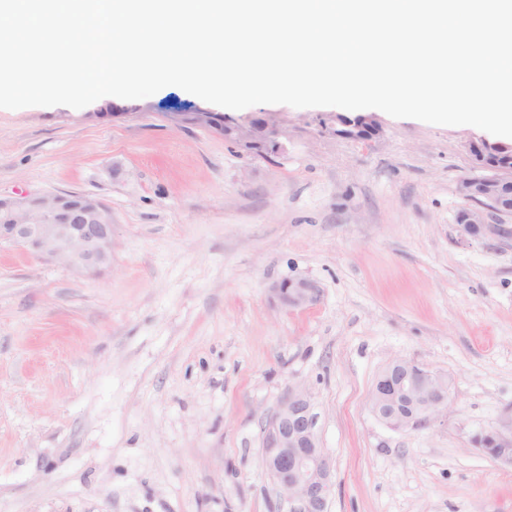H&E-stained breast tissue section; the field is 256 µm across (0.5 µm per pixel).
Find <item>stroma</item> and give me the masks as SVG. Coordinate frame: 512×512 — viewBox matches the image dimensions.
Listing matches in <instances>:
<instances>
[{"label": "stroma", "mask_w": 512, "mask_h": 512, "mask_svg": "<svg viewBox=\"0 0 512 512\" xmlns=\"http://www.w3.org/2000/svg\"><path fill=\"white\" fill-rule=\"evenodd\" d=\"M118 106L105 117L106 105ZM177 87L139 100L0 108V195L112 210V264L80 275L0 247V512H286L264 427L308 390L333 462L327 512H512V466L474 435L512 417V216L466 235L473 126L263 104L276 154L194 121ZM306 279L291 309L273 284ZM405 359L447 376L438 420L369 407ZM340 128L336 127V135L352 140H365L359 135L360 132L366 131L371 136L376 135L379 131V124L373 113H359L354 118H338ZM271 292L289 308H300L312 303L316 288L306 279L287 280L274 284Z\"/></svg>", "instance_id": "obj_1"}]
</instances>
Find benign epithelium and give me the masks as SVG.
<instances>
[{
    "instance_id": "obj_1",
    "label": "benign epithelium",
    "mask_w": 512,
    "mask_h": 512,
    "mask_svg": "<svg viewBox=\"0 0 512 512\" xmlns=\"http://www.w3.org/2000/svg\"><path fill=\"white\" fill-rule=\"evenodd\" d=\"M336 135L360 140L375 135L374 114L339 118ZM459 193L478 207H464L459 224L478 236L484 228L483 209L512 215V175L488 168L466 178ZM112 211L101 199L82 194L17 195L0 199V246L18 248L41 261L66 266L78 274H95L112 263ZM271 292L289 308L312 303L316 288L306 279L287 280ZM451 391L443 376L413 362L397 360L377 377L369 397L372 413L394 429L416 428L447 410ZM263 461L279 502L289 512H326L333 491L332 461L321 447L312 396L289 390L264 428ZM493 458L512 464V420L489 432Z\"/></svg>"
}]
</instances>
